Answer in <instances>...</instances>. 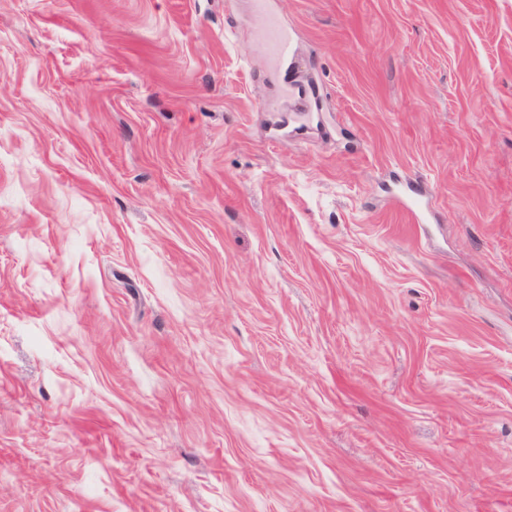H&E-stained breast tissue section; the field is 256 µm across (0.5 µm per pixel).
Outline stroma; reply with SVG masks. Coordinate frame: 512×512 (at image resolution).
<instances>
[{"label":"stroma","mask_w":512,"mask_h":512,"mask_svg":"<svg viewBox=\"0 0 512 512\" xmlns=\"http://www.w3.org/2000/svg\"><path fill=\"white\" fill-rule=\"evenodd\" d=\"M276 7L0 0V512H512V0ZM268 0L253 2L252 34L262 46L272 66L288 61L293 52V43L288 27Z\"/></svg>","instance_id":"obj_1"}]
</instances>
